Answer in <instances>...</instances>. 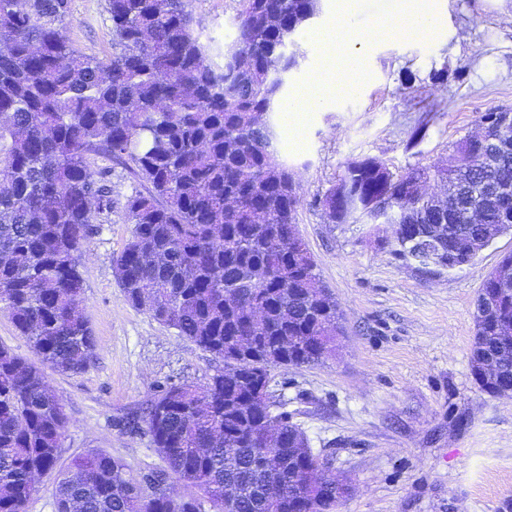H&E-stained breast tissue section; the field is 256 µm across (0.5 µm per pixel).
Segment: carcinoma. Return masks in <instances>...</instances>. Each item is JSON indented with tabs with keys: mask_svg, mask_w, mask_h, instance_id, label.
<instances>
[{
	"mask_svg": "<svg viewBox=\"0 0 512 512\" xmlns=\"http://www.w3.org/2000/svg\"><path fill=\"white\" fill-rule=\"evenodd\" d=\"M112 57L72 48L69 0H0V312L36 361L0 346V512H27L35 478L57 471L56 512H335L336 487L318 480L319 455L273 400L271 372L323 362L340 313L295 229L302 202L295 168L279 155L274 115L298 65L295 37L319 0H238L233 41L201 39L190 0H107ZM498 154L485 166L470 140L448 167L396 176L370 158L347 163L331 223L371 216L383 199L403 210L391 252L451 271L452 250L419 245L410 226L455 224L470 186L512 187V109L480 117ZM127 156L151 185L126 201L131 235L114 258L125 301L209 353L203 384L162 385L130 431L145 429L162 465L144 496L119 458L95 450L57 468L63 406L44 369L77 374L98 344L79 313V256L107 186L85 157ZM441 176L446 197L419 184ZM483 223L512 230V194L487 198ZM496 301L476 335L512 382V284L490 273Z\"/></svg>",
	"mask_w": 512,
	"mask_h": 512,
	"instance_id": "cac0c4a2",
	"label": "carcinoma"
}]
</instances>
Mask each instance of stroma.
I'll return each instance as SVG.
<instances>
[{
  "label": "stroma",
  "instance_id": "stroma-1",
  "mask_svg": "<svg viewBox=\"0 0 512 512\" xmlns=\"http://www.w3.org/2000/svg\"><path fill=\"white\" fill-rule=\"evenodd\" d=\"M399 2L350 4L357 29L387 27L367 51L355 94L308 113L296 129L278 121L280 154L302 185L296 230L341 310L342 333L324 363L276 370L272 390L336 478L350 480L337 512H501L512 502V395L480 388L472 350L478 292L512 253V233L468 265L438 272L392 255L389 225L332 224L319 204L349 161L371 158L396 175L442 165L480 133L483 112L512 108V0H436L441 30L417 39L389 30ZM69 8L71 45L111 56L107 0H69ZM237 8V0L191 3L203 39L216 47L232 41ZM335 15L336 0H320L286 94L320 66L318 36ZM86 163L109 189L79 259V308L99 350L81 373H46L68 417L59 463L96 449L138 471L162 460L147 435L122 429V417L156 384L202 381L215 363L125 302L113 259L131 232L126 200L148 185L130 163L97 153Z\"/></svg>",
  "mask_w": 512,
  "mask_h": 512
}]
</instances>
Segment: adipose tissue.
Returning a JSON list of instances; mask_svg holds the SVG:
<instances>
[{"mask_svg":"<svg viewBox=\"0 0 512 512\" xmlns=\"http://www.w3.org/2000/svg\"><path fill=\"white\" fill-rule=\"evenodd\" d=\"M337 2L338 19L331 36L322 42V65L288 100L290 122L321 110L332 97L353 93L363 75L366 41L345 21L347 0ZM395 23L405 34L434 36L440 30V16L431 0H401Z\"/></svg>","mask_w":512,"mask_h":512,"instance_id":"obj_1","label":"adipose tissue"}]
</instances>
